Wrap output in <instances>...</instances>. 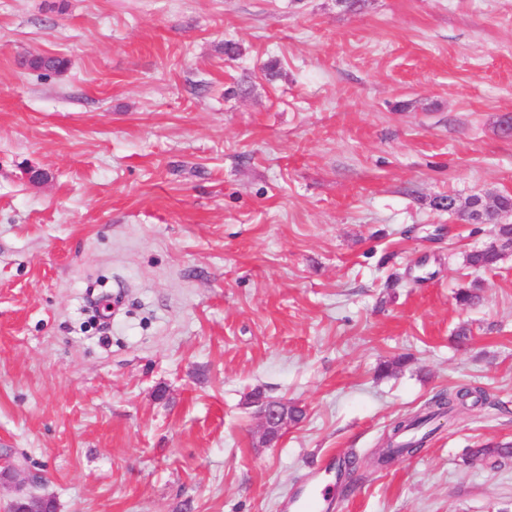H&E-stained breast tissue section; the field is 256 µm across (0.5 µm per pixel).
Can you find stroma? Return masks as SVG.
Instances as JSON below:
<instances>
[{
  "label": "stroma",
  "mask_w": 512,
  "mask_h": 512,
  "mask_svg": "<svg viewBox=\"0 0 512 512\" xmlns=\"http://www.w3.org/2000/svg\"><path fill=\"white\" fill-rule=\"evenodd\" d=\"M508 113L512 0H0V512H512V249L432 205L512 194ZM477 393L481 401H486L485 392L480 388L462 387L453 391L442 392L436 395L428 404L427 412L423 415L416 414L412 417L397 419L393 422L388 435H391L388 453H395L404 450L406 454L416 455L423 449L427 439L434 433L436 428L426 431L429 424L438 417L448 416V420L466 408L468 401L464 399L471 393ZM414 432L410 439H404L407 433ZM403 433V434H402ZM257 406L256 416L258 419L260 434L263 443L268 446L276 443L280 435L293 424H298L288 419L290 415L299 413L300 410L294 405H288L274 399L264 398L260 395L254 398ZM288 407V411L286 410ZM326 490L318 487L308 493L300 494L294 497L284 506V511L288 512H319L321 502L327 503ZM51 500L48 496H26L22 490H17V495L10 504L11 512H50Z\"/></svg>",
  "instance_id": "35a3bbf8"
}]
</instances>
